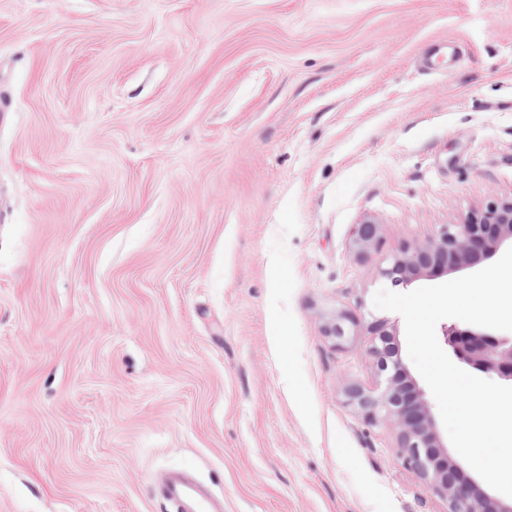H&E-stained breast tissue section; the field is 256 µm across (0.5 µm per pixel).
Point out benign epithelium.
Segmentation results:
<instances>
[{"instance_id":"benign-epithelium-1","label":"benign epithelium","mask_w":512,"mask_h":512,"mask_svg":"<svg viewBox=\"0 0 512 512\" xmlns=\"http://www.w3.org/2000/svg\"><path fill=\"white\" fill-rule=\"evenodd\" d=\"M507 240L512 242V201L491 202L460 224L444 225L428 242L402 247L381 275L394 287H406L422 272L439 276L479 266ZM380 242V225L367 220L355 225L350 247L361 257ZM356 325L352 316L341 314L325 333L341 349L350 343ZM373 331L378 336L373 353L379 372L385 376V387L381 393L373 394L353 385L347 390L349 404L370 423L390 421L399 427L397 454L406 467L448 497L450 512H512V504L489 497L448 458L425 401L408 381L392 334L381 322L374 325ZM446 336L457 358L512 381V338L457 326L448 329Z\"/></svg>"}]
</instances>
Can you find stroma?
I'll return each instance as SVG.
<instances>
[{
  "mask_svg": "<svg viewBox=\"0 0 512 512\" xmlns=\"http://www.w3.org/2000/svg\"><path fill=\"white\" fill-rule=\"evenodd\" d=\"M0 108V512H448L346 391L390 255L512 200V0H0ZM381 225L367 220L356 224L351 238V250L356 256H364L381 242ZM356 325L357 322L352 316L341 314L336 317L333 325L326 328L325 333L333 339L336 348L341 349L350 343L352 336L355 335ZM164 497L173 512H211L212 509L210 497L185 482L170 483Z\"/></svg>",
  "mask_w": 512,
  "mask_h": 512,
  "instance_id": "obj_1",
  "label": "stroma"
}]
</instances>
